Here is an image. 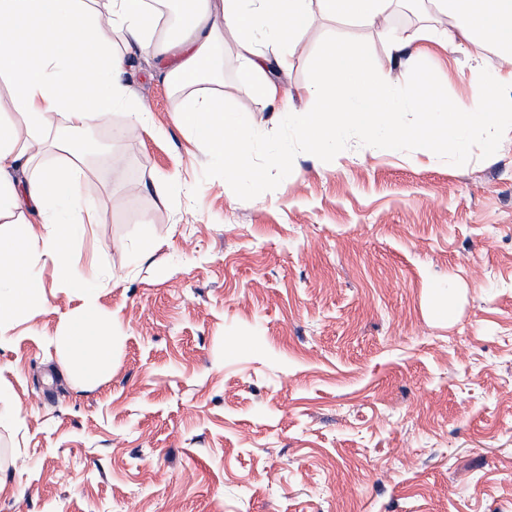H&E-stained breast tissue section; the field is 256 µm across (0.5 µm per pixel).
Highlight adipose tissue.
<instances>
[{"label": "adipose tissue", "mask_w": 512, "mask_h": 512, "mask_svg": "<svg viewBox=\"0 0 512 512\" xmlns=\"http://www.w3.org/2000/svg\"><path fill=\"white\" fill-rule=\"evenodd\" d=\"M399 0H193L178 20L175 39L155 38L157 15L148 0H0V81L10 90L21 125L0 121V335L19 317L47 302L36 273L40 260L56 267L61 282L85 289L71 266V246L94 223L96 206L78 189L81 164L94 144H77L76 130L126 109L129 128L144 126L147 109L124 81L127 52L136 48L157 72L186 89L177 123L206 146L224 170V185L259 188L264 168L250 164L252 134L247 119L224 109L220 96L194 88L210 70L213 51L232 36L241 79L265 106L280 98L271 66H286L301 33L321 19H347L387 27ZM447 18L451 34L492 45L512 63V0H427ZM109 29L103 39L101 29ZM512 75L473 80L467 103L438 92L397 96L374 65L368 46L334 42L312 66L303 107L291 108L306 149L323 167L339 163L342 138L356 131L382 154L399 153L412 141L417 154L465 157L473 129L495 148L512 126ZM410 123H403L404 113ZM65 122H58V115ZM66 153L63 164L46 161L49 150ZM35 210L40 222H24ZM51 345L76 365L82 380H103L112 362V324L99 305L85 301L65 319Z\"/></svg>", "instance_id": "obj_1"}]
</instances>
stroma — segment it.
Returning a JSON list of instances; mask_svg holds the SVG:
<instances>
[{
  "label": "stroma",
  "instance_id": "stroma-1",
  "mask_svg": "<svg viewBox=\"0 0 512 512\" xmlns=\"http://www.w3.org/2000/svg\"><path fill=\"white\" fill-rule=\"evenodd\" d=\"M445 17L402 10L382 32L345 19L302 34L270 76L300 101L329 42H366L393 90L462 103L488 45L423 41ZM206 90L251 119L254 164L285 147L293 168L264 192L229 193L176 122L182 97L139 52L125 79L147 106L135 139L97 125L105 156L80 188L97 221L71 248L112 322V370L78 380L49 340L85 292L41 264L45 306L0 337V512H512V135L488 156H394L352 136L323 168L287 113L259 106L236 46ZM184 181L167 195L157 181ZM455 281L452 320L432 288ZM261 348L244 341L252 327Z\"/></svg>",
  "mask_w": 512,
  "mask_h": 512
}]
</instances>
